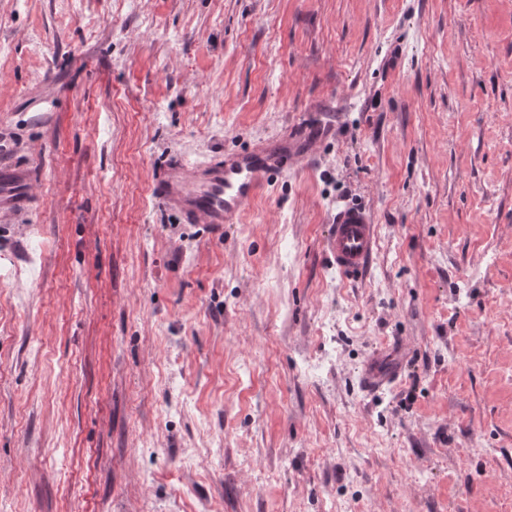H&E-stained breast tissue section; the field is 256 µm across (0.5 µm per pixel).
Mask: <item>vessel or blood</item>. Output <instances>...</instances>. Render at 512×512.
I'll return each mask as SVG.
<instances>
[{"mask_svg": "<svg viewBox=\"0 0 512 512\" xmlns=\"http://www.w3.org/2000/svg\"><path fill=\"white\" fill-rule=\"evenodd\" d=\"M320 138L317 132L303 137L284 135L203 163H174L154 179L151 191L186 223L220 231L238 223L247 205L282 178L293 163L312 157ZM32 204L30 170L0 167V215L27 211ZM327 244L342 276H363L376 251L372 214L362 207L341 208L330 226ZM393 376L379 356L368 361L363 371L365 382L373 388L388 384Z\"/></svg>", "mask_w": 512, "mask_h": 512, "instance_id": "b4317fda", "label": "vessel or blood"}]
</instances>
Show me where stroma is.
Segmentation results:
<instances>
[{
  "instance_id": "obj_1",
  "label": "stroma",
  "mask_w": 512,
  "mask_h": 512,
  "mask_svg": "<svg viewBox=\"0 0 512 512\" xmlns=\"http://www.w3.org/2000/svg\"><path fill=\"white\" fill-rule=\"evenodd\" d=\"M321 128L221 233L149 192ZM0 164V512H512V0H0ZM32 204L30 170L25 167H0V215L27 211ZM332 262L342 276L355 279L370 267L376 251V225L365 208L347 206L336 213L327 240ZM384 357H377L368 361L364 367L363 378L371 388H379L386 385L393 378L395 371L383 364Z\"/></svg>"
}]
</instances>
